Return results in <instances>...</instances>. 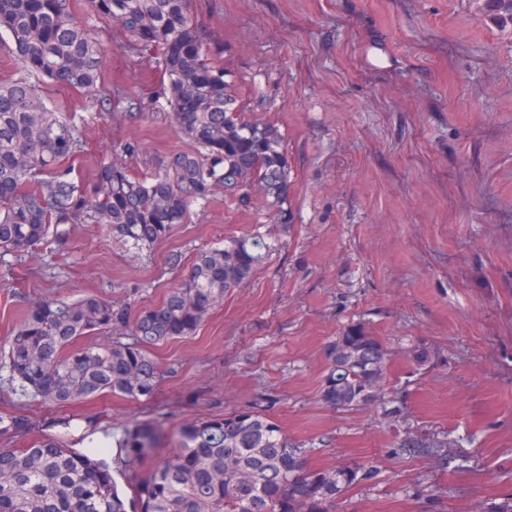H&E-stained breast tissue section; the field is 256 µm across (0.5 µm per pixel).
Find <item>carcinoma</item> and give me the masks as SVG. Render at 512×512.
Masks as SVG:
<instances>
[{
    "instance_id": "obj_1",
    "label": "carcinoma",
    "mask_w": 512,
    "mask_h": 512,
    "mask_svg": "<svg viewBox=\"0 0 512 512\" xmlns=\"http://www.w3.org/2000/svg\"><path fill=\"white\" fill-rule=\"evenodd\" d=\"M478 19L512 36V0H475ZM136 47L158 54L168 106L195 150L156 162L149 178L104 161L80 181L63 161L81 149L78 130L47 107L28 79L0 82V255L30 253L66 226L105 224L150 249L190 220L194 205L218 189L239 206L257 199L289 228L290 165L279 127L244 118L224 65L203 37L192 0H88ZM24 71L84 92L96 90L104 46L76 17L73 0H0V36ZM275 248L256 232L200 251L187 278L137 315L87 295L29 304L8 337L11 385L45 405L63 406L104 392L151 398L161 376L149 349L193 335L224 294L242 287ZM102 336L92 347H76ZM132 340L124 341L122 337ZM321 401L351 409L372 403L390 355L364 325L345 328L325 348ZM29 430L21 416H0V435ZM113 463L130 496L120 495L101 449L69 448L56 437L0 446V512H336L350 466L306 464L304 450L257 408L182 423L169 435L149 420L112 434ZM167 455L151 469L161 448Z\"/></svg>"
}]
</instances>
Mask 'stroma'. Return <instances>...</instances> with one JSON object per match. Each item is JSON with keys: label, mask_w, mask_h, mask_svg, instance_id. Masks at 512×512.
Here are the masks:
<instances>
[{"label": "stroma", "mask_w": 512, "mask_h": 512, "mask_svg": "<svg viewBox=\"0 0 512 512\" xmlns=\"http://www.w3.org/2000/svg\"><path fill=\"white\" fill-rule=\"evenodd\" d=\"M105 47L96 91L36 85L73 120L89 177L104 160L150 174L191 150L155 63L75 0ZM232 74L245 118L280 127L293 221L223 192L151 250L77 224L32 254L0 256V354L32 301L87 294L131 313L159 304L195 254L255 225L277 249L228 292L196 334L153 348L150 400L103 393L46 406L12 390L0 415L26 417L16 448L85 424L167 430L261 406L310 466L368 470L337 512H485L512 494V41L468 0H194ZM139 150L124 153L126 143ZM353 323L391 353L381 398L337 410L319 397L324 350ZM421 347L425 365L408 353Z\"/></svg>", "instance_id": "35a3bbf8"}]
</instances>
